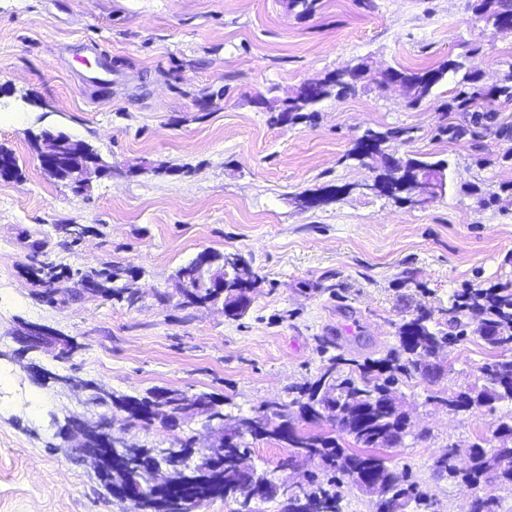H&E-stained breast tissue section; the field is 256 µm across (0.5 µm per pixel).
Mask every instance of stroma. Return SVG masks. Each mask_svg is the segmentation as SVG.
Wrapping results in <instances>:
<instances>
[{"label": "stroma", "instance_id": "obj_1", "mask_svg": "<svg viewBox=\"0 0 512 512\" xmlns=\"http://www.w3.org/2000/svg\"><path fill=\"white\" fill-rule=\"evenodd\" d=\"M90 42L109 80H86ZM462 52L482 86L512 73V31L485 28L468 0H319L302 18L287 0H0V149L17 164L0 176V512H134L72 449L73 418L111 421L148 448L178 437L204 448L217 435L196 411L174 427L127 426L124 412L88 403L61 377L117 396L207 393L225 413L249 415L316 379L323 340L379 359L414 314L443 323L455 294L512 289V161L502 159L512 136L501 133L512 103H494L496 118L476 128L445 110L453 81L414 106L372 75L321 102L312 122L272 126L253 103L363 61L373 74ZM446 121L462 137L440 134ZM397 127L409 135L386 153L451 162L448 189L425 205L360 190L378 170L350 158L356 140ZM45 130L92 145L108 174L81 192L48 178L36 147ZM331 185L342 192L330 202L294 201ZM488 192L497 204H481ZM65 224L84 227L79 241ZM203 251L240 253L263 276L243 318L219 303L184 305L175 274ZM43 261L83 272L118 263L133 270L140 299L130 307L66 278L44 301ZM29 323L74 337L79 350L61 362L27 349ZM495 355L469 327L440 352L438 380L396 390L413 433L380 454L421 483L434 512H468L471 501L433 477L434 459L491 436L501 412L451 413L426 397L467 390ZM290 454L254 440L248 463L281 483L324 476L321 460L291 466Z\"/></svg>", "mask_w": 512, "mask_h": 512}]
</instances>
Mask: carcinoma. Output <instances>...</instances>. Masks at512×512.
Masks as SVG:
<instances>
[{"label":"carcinoma","instance_id":"carcinoma-1","mask_svg":"<svg viewBox=\"0 0 512 512\" xmlns=\"http://www.w3.org/2000/svg\"><path fill=\"white\" fill-rule=\"evenodd\" d=\"M469 8L480 20L511 19L512 0H469ZM361 67L346 73L327 74L321 83V91L310 97L298 90L294 96L266 99L268 122L278 125L283 120H313L316 106L329 97L342 98L357 91V79ZM389 74L397 78L409 95L410 102L420 104L433 95L435 90L453 76L457 89L448 101L447 111L467 112L479 99L495 102H512V75L494 88L479 85V77L467 69L461 56L448 57L437 65L418 69L390 68ZM405 130L387 132L367 129L358 138L349 156L360 161H371L381 169L377 176L388 196L399 200L405 185L430 171H440L445 177L439 187L445 193L449 161H429L419 157H407L393 162L382 150L390 138L400 137ZM55 266L45 264L38 269V281L44 294L51 295V285L56 278ZM131 271L114 264L87 275L77 270L71 277L76 284L95 292L133 305L138 300L137 289L127 281ZM186 276L190 288L182 292L184 304H202L223 301L224 306L234 308L229 319L245 316L251 301L250 294L259 286L262 278L243 255L238 260L227 261L226 254L206 253L200 263L193 260L176 272V277ZM224 288H217L218 284ZM482 315L479 331L484 340L499 351L498 358L479 368L481 386L469 392L437 390L430 392L426 402L450 412L469 411L473 407L495 404L512 405V291L499 288L489 294L483 292L461 293L453 296L448 306V330L435 329L431 317L421 311L403 321L398 328V346L380 359L359 361L340 353L328 358L317 378L296 388L297 396L276 407L262 406L251 415L231 416L219 408V402L208 394L192 397L178 390H150L143 397L114 396L112 406L127 414V424L164 421L173 414L185 411L197 402L224 431V447L219 453H204L194 468H189L190 456L172 455L164 461L167 481L158 484L153 474L142 466L148 449L135 443L123 447L121 455L112 458V484L141 486L143 503L157 512H188L205 501L222 498L236 505L233 512H259L256 504L276 499L279 485L267 472L239 473L234 466L235 456L248 448L247 439H267L284 443L293 449L291 458L309 453L321 458L329 476L321 481L310 478L308 484L288 491V508L280 512H342L341 488L349 482L356 486L364 476L379 482L383 495L381 506L388 510L397 507L405 510L410 504L415 508L429 506L426 493L417 483L407 481V476L387 464V458L375 455L347 454L338 439L321 434L303 432L295 427V418L315 423L324 418L336 422L338 432L351 438L362 448H396L405 437L412 434L411 425L404 411L393 403L394 388L416 376L424 380L437 378L431 372L430 358L437 350L450 345L466 334L468 313ZM498 444L489 448L491 440ZM493 439H484L467 449L472 465L465 472L457 471L449 459L453 453L437 457L432 465L439 478L460 483L470 491L477 509L497 512L500 498L495 490L512 486V440L493 433Z\"/></svg>","mask_w":512,"mask_h":512}]
</instances>
